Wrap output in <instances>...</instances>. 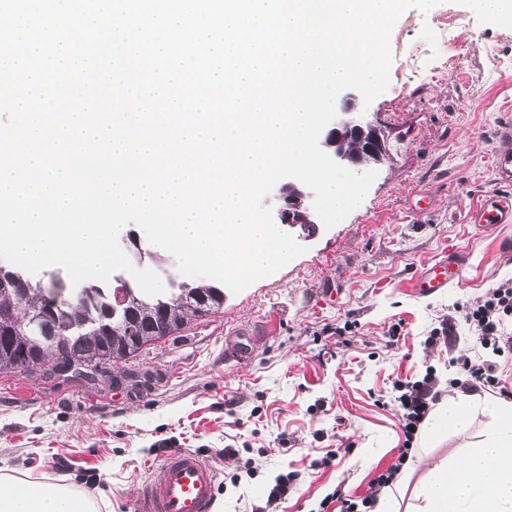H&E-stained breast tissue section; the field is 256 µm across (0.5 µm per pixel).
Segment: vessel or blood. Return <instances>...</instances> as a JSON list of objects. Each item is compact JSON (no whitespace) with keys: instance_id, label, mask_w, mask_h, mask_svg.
<instances>
[{"instance_id":"1","label":"vessel or blood","mask_w":512,"mask_h":512,"mask_svg":"<svg viewBox=\"0 0 512 512\" xmlns=\"http://www.w3.org/2000/svg\"><path fill=\"white\" fill-rule=\"evenodd\" d=\"M492 168L497 189L471 206L467 221L487 231L512 223V122L498 126L494 135ZM465 254H449L422 268L414 279L417 293L430 296L459 280ZM218 472L198 453L181 450L151 470L137 501V512H213Z\"/></svg>"}]
</instances>
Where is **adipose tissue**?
I'll return each mask as SVG.
<instances>
[{"label": "adipose tissue", "instance_id": "1", "mask_svg": "<svg viewBox=\"0 0 512 512\" xmlns=\"http://www.w3.org/2000/svg\"><path fill=\"white\" fill-rule=\"evenodd\" d=\"M489 427L475 447L430 466L413 490L411 512H512V403L482 405L458 394L442 399L424 428L427 443L469 428L476 410ZM0 512H99L96 501L67 483H23L0 476Z\"/></svg>", "mask_w": 512, "mask_h": 512}]
</instances>
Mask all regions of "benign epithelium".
<instances>
[{
    "mask_svg": "<svg viewBox=\"0 0 512 512\" xmlns=\"http://www.w3.org/2000/svg\"><path fill=\"white\" fill-rule=\"evenodd\" d=\"M337 116L325 127L319 140L321 148L337 163L356 169L366 165H380L388 157L385 135L368 113L358 109L357 96L348 92L337 101ZM314 193L302 183L290 182L279 188L277 199L280 202L276 217L279 223L299 235L310 237L301 224L309 222V217L299 213L309 209Z\"/></svg>",
    "mask_w": 512,
    "mask_h": 512,
    "instance_id": "7a95c632",
    "label": "benign epithelium"
}]
</instances>
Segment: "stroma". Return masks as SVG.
<instances>
[{
	"label": "stroma",
	"instance_id": "1",
	"mask_svg": "<svg viewBox=\"0 0 512 512\" xmlns=\"http://www.w3.org/2000/svg\"><path fill=\"white\" fill-rule=\"evenodd\" d=\"M448 19L455 42L445 46L431 34ZM389 46V87L367 108L389 158L362 204L318 227L274 274L225 292L218 313L96 382L0 374V475L68 482L95 497L99 512H135L149 469L187 448L221 475L216 512H255L287 472L294 480L273 512H318L336 487L363 494L395 461L404 442L395 379L430 371L443 395H455L449 359L489 356L457 308L477 307L512 280V223L482 233L465 220L496 188L493 133L512 119V29L444 0L427 13L405 11ZM451 250L468 256L460 279L416 295L415 274ZM450 318L447 342L426 347ZM397 322L402 331L390 336ZM487 421L476 413L466 432L429 447L416 438L414 476L476 446ZM329 451L335 461L320 466ZM248 461L255 475H245Z\"/></svg>",
	"mask_w": 512,
	"mask_h": 512
}]
</instances>
